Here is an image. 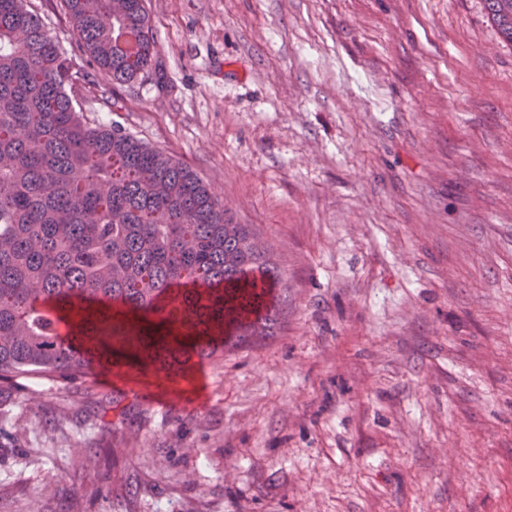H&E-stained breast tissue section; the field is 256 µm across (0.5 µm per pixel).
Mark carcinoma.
Returning <instances> with one entry per match:
<instances>
[{"label": "carcinoma", "instance_id": "carcinoma-1", "mask_svg": "<svg viewBox=\"0 0 512 512\" xmlns=\"http://www.w3.org/2000/svg\"><path fill=\"white\" fill-rule=\"evenodd\" d=\"M145 0H63L76 46L128 83L152 62ZM512 41V0H484ZM28 0H0V378L181 368L263 336L276 266L188 167L117 124ZM67 334H61V326Z\"/></svg>", "mask_w": 512, "mask_h": 512}]
</instances>
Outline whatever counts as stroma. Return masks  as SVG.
I'll use <instances>...</instances> for the list:
<instances>
[{"instance_id":"1","label":"stroma","mask_w":512,"mask_h":512,"mask_svg":"<svg viewBox=\"0 0 512 512\" xmlns=\"http://www.w3.org/2000/svg\"><path fill=\"white\" fill-rule=\"evenodd\" d=\"M145 6L152 64L87 67L91 116L251 226L276 324L188 384L0 382V512H512V42L483 0Z\"/></svg>"}]
</instances>
